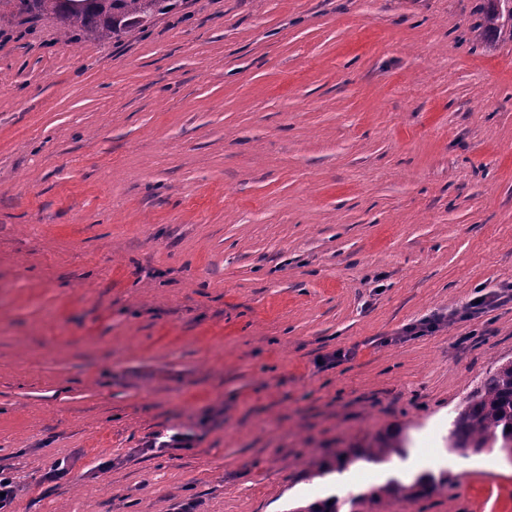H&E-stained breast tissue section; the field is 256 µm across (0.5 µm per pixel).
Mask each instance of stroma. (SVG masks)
Here are the masks:
<instances>
[{
	"label": "stroma",
	"mask_w": 512,
	"mask_h": 512,
	"mask_svg": "<svg viewBox=\"0 0 512 512\" xmlns=\"http://www.w3.org/2000/svg\"><path fill=\"white\" fill-rule=\"evenodd\" d=\"M483 6L183 0L75 43L0 25L7 512H289L433 457L448 491L375 512L512 485L498 451L446 449L512 360V35ZM398 429L402 464L334 476Z\"/></svg>",
	"instance_id": "obj_1"
}]
</instances>
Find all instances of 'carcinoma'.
<instances>
[{"instance_id":"obj_1","label":"carcinoma","mask_w":512,"mask_h":512,"mask_svg":"<svg viewBox=\"0 0 512 512\" xmlns=\"http://www.w3.org/2000/svg\"><path fill=\"white\" fill-rule=\"evenodd\" d=\"M179 0H0V23L21 15H51L80 38L118 40L144 30L156 17L174 11ZM486 26L512 30V0H486ZM488 448L512 457V361L499 364L459 406L448 430V451L468 458ZM409 454L404 430L379 435L370 444L343 448L336 454V469L355 463L382 465ZM453 484L448 471L424 472L411 482L390 477L383 484L347 498L331 496L292 512H373V506L394 497L420 499L442 492Z\"/></svg>"}]
</instances>
